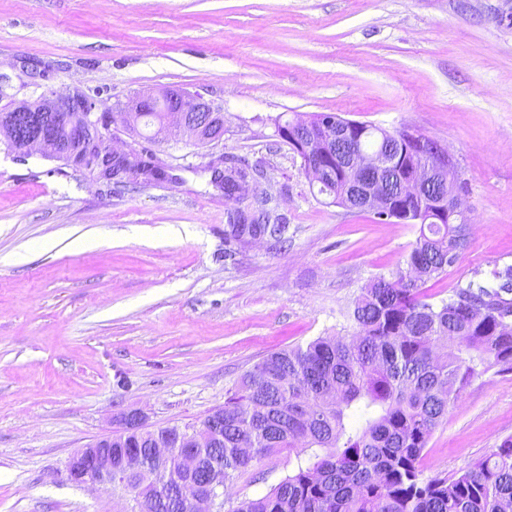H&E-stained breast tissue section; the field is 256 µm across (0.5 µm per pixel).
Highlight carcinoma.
<instances>
[{
    "mask_svg": "<svg viewBox=\"0 0 512 512\" xmlns=\"http://www.w3.org/2000/svg\"><path fill=\"white\" fill-rule=\"evenodd\" d=\"M350 143L398 159L387 179L390 215L420 224L406 266L361 288L346 315L352 333L274 352L246 373L241 395L224 403V441L195 449L197 468L181 487L166 478L173 456L157 461L152 480L125 471V456L149 450L152 433L113 443L112 470L123 474L112 485L124 500L118 512H188L189 499L208 493L217 473L227 489L284 451L295 453L288 475L261 497L229 503V512H512V437L465 470L423 476L428 441L460 393L489 372L512 373V266L493 271L495 285L471 280L449 299L429 301L426 283L456 264L452 244L471 223L466 212L454 224L439 216L459 171L436 173L431 193L402 200L400 178L434 142L356 124ZM250 175L243 160L222 177L211 174V183L227 196ZM328 189L336 206L358 211L339 162ZM228 219L227 257L230 246L246 249L259 237L288 242V224L271 207Z\"/></svg>",
    "mask_w": 512,
    "mask_h": 512,
    "instance_id": "cac0c4a2",
    "label": "carcinoma"
}]
</instances>
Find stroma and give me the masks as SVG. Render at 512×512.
Masks as SVG:
<instances>
[{
	"label": "stroma",
	"instance_id": "35a3bbf8",
	"mask_svg": "<svg viewBox=\"0 0 512 512\" xmlns=\"http://www.w3.org/2000/svg\"><path fill=\"white\" fill-rule=\"evenodd\" d=\"M0 0V109L30 98L17 57L50 66L48 89L100 90L104 105L198 91L224 138L182 131L152 144L172 181L111 193L87 175L0 145V512H118L111 488L67 481L79 448L141 411L149 427H196L271 353L341 333L374 276L404 264L416 224L313 195L277 133L294 114L410 128L449 152L472 223L484 225L434 301L512 266V29L498 0ZM226 155L261 163L258 192L288 219V243L224 255L227 213L209 183ZM94 247L74 246L82 233ZM51 248H43V241ZM512 437V374L460 395L425 450V475L470 467ZM275 454L231 498L288 473Z\"/></svg>",
	"mask_w": 512,
	"mask_h": 512
}]
</instances>
